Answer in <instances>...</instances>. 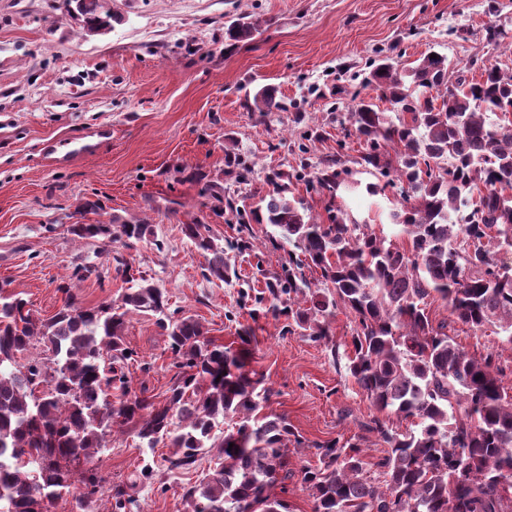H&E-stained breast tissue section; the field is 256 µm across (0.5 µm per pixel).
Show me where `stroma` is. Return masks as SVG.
I'll list each match as a JSON object with an SVG mask.
<instances>
[{"label":"stroma","mask_w":512,"mask_h":512,"mask_svg":"<svg viewBox=\"0 0 512 512\" xmlns=\"http://www.w3.org/2000/svg\"><path fill=\"white\" fill-rule=\"evenodd\" d=\"M111 30L86 33L66 0H0V283L22 293L47 319L63 304L58 290L74 260L98 266L120 256L164 288L178 315L200 321L230 344L252 328L253 366L273 394L266 412L287 416L307 445L292 468L316 463L309 444L351 436L374 412L342 365L322 344L288 332L287 317L265 315L266 282L281 275L289 246L267 224L241 225L215 216L212 192L255 208L274 171L334 155L341 124L371 61L411 67L432 51L449 77L471 64L512 71V48L487 42L496 27L512 36V0H108ZM256 21L253 38L224 49V28L239 16ZM277 90L280 110L259 116L255 89ZM97 126L112 137L90 156L49 167L42 144ZM234 141L239 164L227 167ZM103 208L79 213L84 200ZM340 203L352 218L371 219L394 235L392 201L361 193ZM146 219L163 249L140 242L70 234L77 221ZM209 225L224 245L230 283L202 274L204 257L184 225ZM133 388L165 397L176 372L166 331L144 314L128 317ZM349 419H342L344 410ZM167 450L138 448L116 432L96 464L111 483L126 484L143 466L131 512H182L188 484L213 467L203 457L189 472L169 473Z\"/></svg>","instance_id":"1"}]
</instances>
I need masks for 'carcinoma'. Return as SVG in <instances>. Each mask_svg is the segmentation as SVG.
Listing matches in <instances>:
<instances>
[{
  "label": "carcinoma",
  "mask_w": 512,
  "mask_h": 512,
  "mask_svg": "<svg viewBox=\"0 0 512 512\" xmlns=\"http://www.w3.org/2000/svg\"><path fill=\"white\" fill-rule=\"evenodd\" d=\"M90 32L111 26L106 0H75ZM239 18L225 30L234 46L257 32ZM479 78L448 80L446 58L426 55L405 69L374 60L362 86L380 92L396 112L392 119L372 101L352 93L344 137L362 146L357 164L386 178L369 184L375 195L394 191L389 212L396 242L375 225L351 221L337 203L341 155L319 162L309 186L328 195L327 220L307 213L289 196L276 173L272 189L251 212L275 227L300 251L288 252V269L269 283L273 299L288 296L292 320L315 342H329V321L344 308L353 316L347 373L378 414L357 421L347 440L314 442L318 464L302 469L313 512H512V393L505 385L502 351L512 348V72L482 65ZM262 115L281 108L276 88L252 97ZM78 238L113 236L129 246L153 240L152 225L124 220L75 223ZM183 232L206 258L203 275L225 281L224 245L206 224ZM115 272L135 288L121 304L87 307L74 281L109 272L73 265L59 284L62 308L34 317L28 301L0 285V512H50L69 491L83 488L80 504H92L109 481L95 464L117 429H130L138 447L171 449L167 469L185 472L200 455L217 459L202 479L185 488L187 512H290L277 495L292 477L290 447L304 445L285 416L261 414L271 391L249 369L244 349L216 343L196 319L167 314L168 298L133 266L115 258ZM317 268L313 283L305 269ZM439 297L454 321L472 329L496 326L501 349L479 356L461 348L426 310ZM151 313L167 331L178 358L165 401L146 388L131 389L126 372L133 354L124 343L126 319ZM239 424L223 429L224 419ZM410 422L401 431L391 418ZM385 445L366 459V435ZM511 480H503L504 474ZM144 466L129 485L111 487L117 512L129 489L151 479Z\"/></svg>",
  "instance_id": "carcinoma-1"
}]
</instances>
